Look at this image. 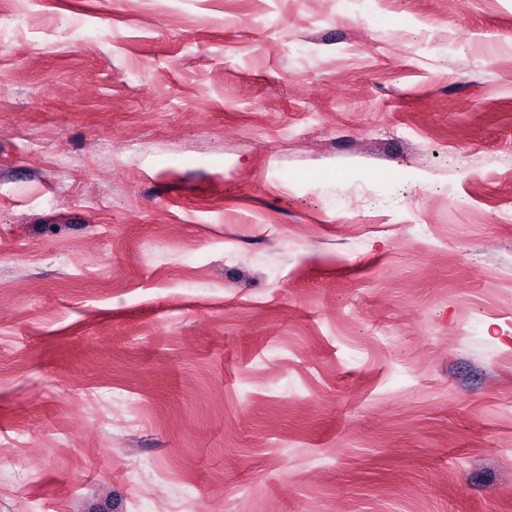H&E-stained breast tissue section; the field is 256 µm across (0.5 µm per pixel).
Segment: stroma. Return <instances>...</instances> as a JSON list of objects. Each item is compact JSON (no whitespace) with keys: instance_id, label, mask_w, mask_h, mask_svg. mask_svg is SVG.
<instances>
[{"instance_id":"obj_1","label":"stroma","mask_w":512,"mask_h":512,"mask_svg":"<svg viewBox=\"0 0 512 512\" xmlns=\"http://www.w3.org/2000/svg\"><path fill=\"white\" fill-rule=\"evenodd\" d=\"M508 203L512 0H0V512H512Z\"/></svg>"}]
</instances>
